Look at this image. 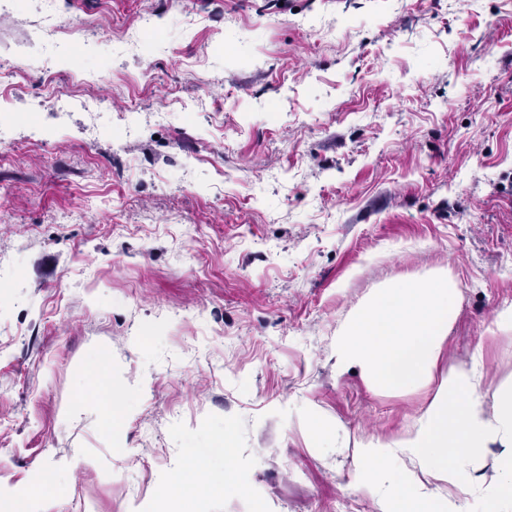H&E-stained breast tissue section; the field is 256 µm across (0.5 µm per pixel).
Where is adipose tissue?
Returning <instances> with one entry per match:
<instances>
[{
	"label": "adipose tissue",
	"mask_w": 512,
	"mask_h": 512,
	"mask_svg": "<svg viewBox=\"0 0 512 512\" xmlns=\"http://www.w3.org/2000/svg\"><path fill=\"white\" fill-rule=\"evenodd\" d=\"M477 368L449 367L413 425L391 438L366 437L357 448L356 490L378 497L381 512H463L461 498L479 488L487 512L512 508V375L492 406L477 389ZM499 446L493 462L487 448ZM420 479H413L411 469ZM448 486L438 493L437 484ZM59 494L0 484L7 512H51Z\"/></svg>",
	"instance_id": "1"
}]
</instances>
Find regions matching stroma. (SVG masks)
<instances>
[{"instance_id": "1", "label": "stroma", "mask_w": 512, "mask_h": 512, "mask_svg": "<svg viewBox=\"0 0 512 512\" xmlns=\"http://www.w3.org/2000/svg\"><path fill=\"white\" fill-rule=\"evenodd\" d=\"M0 60V483L80 449L59 512H380L355 449L432 389L337 374L336 330L432 272L439 372L512 374V0H12ZM101 354L114 437L68 417ZM217 428L224 486H168ZM102 467V462L98 457L77 450L73 456L66 459L61 466L54 467L52 471L55 472L57 470H74L82 468L100 472Z\"/></svg>"}]
</instances>
